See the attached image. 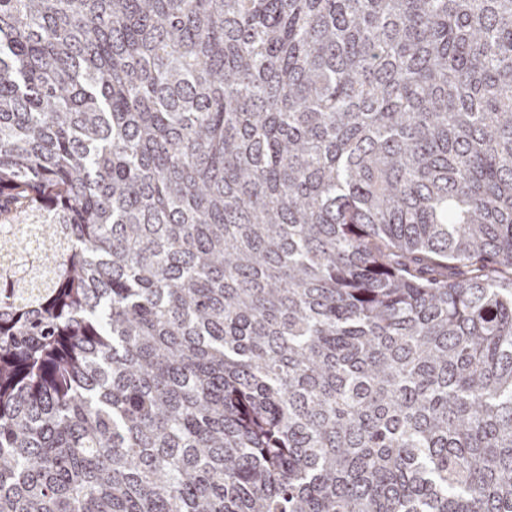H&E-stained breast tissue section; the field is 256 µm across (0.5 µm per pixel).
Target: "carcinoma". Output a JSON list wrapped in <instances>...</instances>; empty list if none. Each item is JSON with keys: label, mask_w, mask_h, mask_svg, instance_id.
Masks as SVG:
<instances>
[{"label": "carcinoma", "mask_w": 512, "mask_h": 512, "mask_svg": "<svg viewBox=\"0 0 512 512\" xmlns=\"http://www.w3.org/2000/svg\"><path fill=\"white\" fill-rule=\"evenodd\" d=\"M0 512H512V0H0ZM32 240V248L29 253L15 256L8 266V271L15 279H28L33 273L39 262L35 259L38 252L39 235L34 228H28Z\"/></svg>", "instance_id": "obj_1"}]
</instances>
